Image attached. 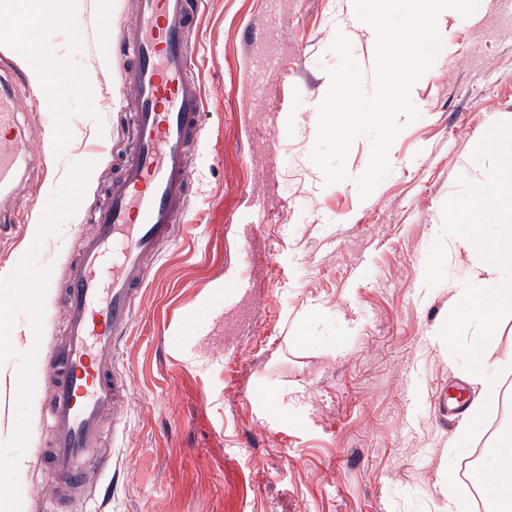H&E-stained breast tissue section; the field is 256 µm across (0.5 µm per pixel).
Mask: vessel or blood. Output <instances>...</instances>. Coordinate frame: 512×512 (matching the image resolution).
<instances>
[{
  "label": "vessel or blood",
  "mask_w": 512,
  "mask_h": 512,
  "mask_svg": "<svg viewBox=\"0 0 512 512\" xmlns=\"http://www.w3.org/2000/svg\"><path fill=\"white\" fill-rule=\"evenodd\" d=\"M198 0H138L137 15L119 42H103L101 53L125 61L124 89L137 105L132 153L107 184L94 210V229L64 282L43 266L40 283L61 287L66 302L62 346L33 343L34 361L54 371L43 420L52 433L42 456L62 486L81 480L86 448L99 438L104 418L122 426L131 391L129 376L117 366V346L133 322L147 279L146 261L171 241L191 190L188 149L199 142L204 107L199 81L188 75ZM20 102L10 84L0 82V238L12 234L5 205L19 188L29 152L18 130ZM465 385L443 388L441 419L461 414L468 402Z\"/></svg>",
  "instance_id": "1"
}]
</instances>
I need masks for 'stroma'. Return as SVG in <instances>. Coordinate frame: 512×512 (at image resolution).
I'll list each match as a JSON object with an SVG mask.
<instances>
[{
	"instance_id": "obj_1",
	"label": "stroma",
	"mask_w": 512,
	"mask_h": 512,
	"mask_svg": "<svg viewBox=\"0 0 512 512\" xmlns=\"http://www.w3.org/2000/svg\"><path fill=\"white\" fill-rule=\"evenodd\" d=\"M135 0H69L25 55L11 0H0V74L25 106L18 121L32 161L16 198L15 234L0 239V494L19 512H442L441 474L466 480L475 449L491 447L512 376L486 398L468 434L439 423L442 387L467 382L460 359L434 343L454 289L471 284L479 253L443 262L435 233L458 177L487 172L473 150L512 118V18L487 0L480 19L449 11L451 35L414 84L419 111L392 143L390 170L368 197L357 179L371 140L358 137L348 179L326 184L310 160L311 106L338 63L336 33L363 68L375 47L352 26L354 0H203L190 72L205 109L184 226L148 266V285L119 359L132 381L124 428L91 449L86 488L54 504L39 450L44 392L31 369V327L59 342L58 289L35 280L46 264L66 275L103 183L126 149L119 63L98 52L119 40ZM55 86L43 102L42 83ZM51 113L57 149L36 114ZM250 288L234 290L241 262ZM23 455L22 472L8 461ZM112 458L99 475L97 458Z\"/></svg>"
}]
</instances>
